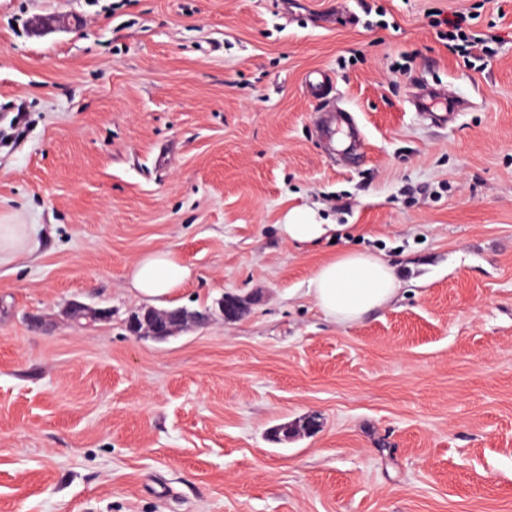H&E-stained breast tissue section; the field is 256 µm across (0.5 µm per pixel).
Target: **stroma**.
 Segmentation results:
<instances>
[{"instance_id":"obj_1","label":"stroma","mask_w":512,"mask_h":512,"mask_svg":"<svg viewBox=\"0 0 512 512\" xmlns=\"http://www.w3.org/2000/svg\"><path fill=\"white\" fill-rule=\"evenodd\" d=\"M295 208L335 241L286 243ZM0 217L38 243L0 264V512H512V0H0ZM159 248L210 316L139 340ZM350 250L400 291L339 325L305 290ZM439 25H447L451 30L448 32V40L455 42H462V44H454L456 48L465 49L473 53H484L487 51V43L489 37H484L483 34L468 33L463 28L462 18L456 19H442ZM463 34V37H460ZM324 139H330L332 142L339 140L344 146L342 151H350L355 144V131L348 123H343L335 114H328L319 130ZM192 277L191 268L171 249H157L140 256L129 272V283L140 297L159 303ZM72 317L79 321L81 319L89 322L107 321L112 317V311L108 308H96L80 302H73L70 306Z\"/></svg>"}]
</instances>
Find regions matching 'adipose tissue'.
I'll return each instance as SVG.
<instances>
[{
  "label": "adipose tissue",
  "instance_id": "obj_1",
  "mask_svg": "<svg viewBox=\"0 0 512 512\" xmlns=\"http://www.w3.org/2000/svg\"><path fill=\"white\" fill-rule=\"evenodd\" d=\"M336 225L322 224L313 211L288 213L281 231L288 243L312 245L334 235ZM192 276L191 268L170 249L140 256L129 272V283L140 297L160 301L175 293ZM393 267L375 255L347 251L317 266L307 293L330 320L338 324L359 321L389 304L398 292Z\"/></svg>",
  "mask_w": 512,
  "mask_h": 512
}]
</instances>
